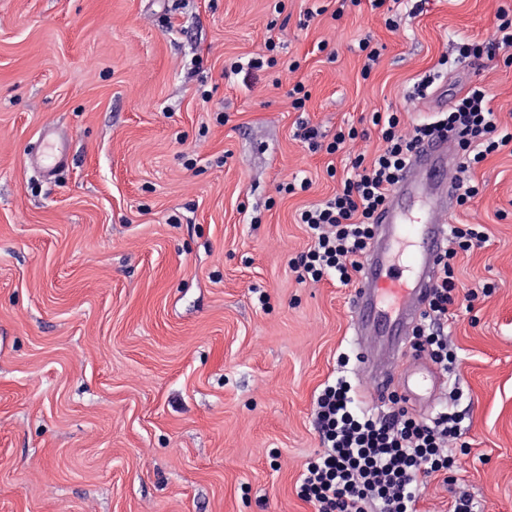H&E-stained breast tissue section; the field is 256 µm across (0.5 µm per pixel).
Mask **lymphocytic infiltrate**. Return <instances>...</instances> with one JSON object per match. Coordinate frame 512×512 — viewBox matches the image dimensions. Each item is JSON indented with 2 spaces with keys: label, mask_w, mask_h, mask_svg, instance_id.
Returning <instances> with one entry per match:
<instances>
[{
  "label": "lymphocytic infiltrate",
  "mask_w": 512,
  "mask_h": 512,
  "mask_svg": "<svg viewBox=\"0 0 512 512\" xmlns=\"http://www.w3.org/2000/svg\"><path fill=\"white\" fill-rule=\"evenodd\" d=\"M512 48V12L499 9L490 42L461 41L456 62L464 63ZM383 148L373 160L354 155L351 173L334 196L299 214L311 244L295 261L302 280L335 276L346 285L358 271L373 234V218L405 169L413 146L443 129L460 133V172H468L489 155L512 145V131L499 126L486 90L471 86L447 112L405 131L395 111L376 112ZM452 248L439 259L437 284L422 323L415 329L412 348L426 354L446 374L454 373L457 356L448 340L450 311L459 293L454 264L458 252L481 246L482 225L455 224ZM336 380L324 383L316 397L315 426L321 449L304 465L296 484L298 497L314 512H416L429 478L455 480L465 431L457 413L441 409L431 418L416 417L398 392L389 395L387 411L361 406L350 382L351 359H338Z\"/></svg>",
  "instance_id": "1"
}]
</instances>
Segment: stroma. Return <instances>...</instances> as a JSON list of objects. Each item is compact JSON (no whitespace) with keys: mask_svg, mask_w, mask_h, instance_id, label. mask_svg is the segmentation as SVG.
Here are the masks:
<instances>
[{"mask_svg":"<svg viewBox=\"0 0 512 512\" xmlns=\"http://www.w3.org/2000/svg\"><path fill=\"white\" fill-rule=\"evenodd\" d=\"M321 3L310 18L311 0H0V512H313L295 484L320 448L315 396L353 347L352 288L299 279V210L381 148L372 113L433 115L411 94L426 75L443 104L482 84L512 129L506 50L439 68L459 40L490 41L512 0ZM272 20L277 65L225 74L269 53ZM302 118L358 137L310 150ZM48 124L68 148L50 179L29 161ZM471 177L451 221L487 241L455 259L463 396L437 399L464 415L468 452L418 512L462 492L512 512V146ZM297 178L308 189L286 192Z\"/></svg>","mask_w":512,"mask_h":512,"instance_id":"stroma-1","label":"stroma"}]
</instances>
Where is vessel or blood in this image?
Instances as JSON below:
<instances>
[{"label":"vessel or blood","mask_w":512,"mask_h":512,"mask_svg":"<svg viewBox=\"0 0 512 512\" xmlns=\"http://www.w3.org/2000/svg\"><path fill=\"white\" fill-rule=\"evenodd\" d=\"M458 160L450 135L421 142L376 216L377 234L361 261L350 303L358 348L354 371L368 379L369 405L394 389L422 413L434 408L427 391L439 389L442 377L427 358L410 355L407 345L422 320L448 243Z\"/></svg>","instance_id":"b4317fda"}]
</instances>
